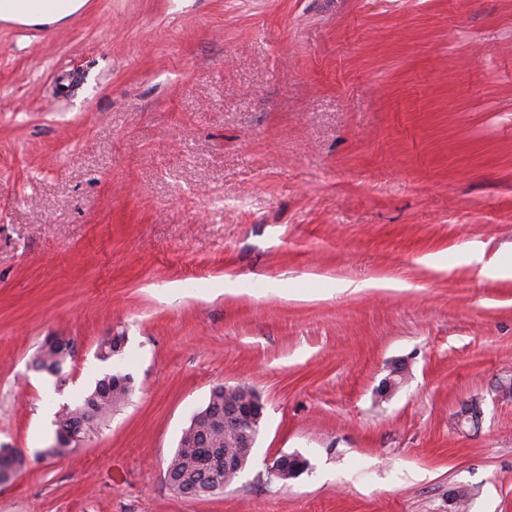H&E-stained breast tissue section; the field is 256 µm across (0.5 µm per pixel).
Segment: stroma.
Segmentation results:
<instances>
[{"instance_id":"35a3bbf8","label":"stroma","mask_w":512,"mask_h":512,"mask_svg":"<svg viewBox=\"0 0 512 512\" xmlns=\"http://www.w3.org/2000/svg\"><path fill=\"white\" fill-rule=\"evenodd\" d=\"M473 248L512 257V0L0 22V444L27 457L0 512H512V278L424 262ZM53 336L61 383L32 367ZM116 370L130 400L42 456ZM238 384L265 403L247 467L177 492L183 429ZM279 454L307 471L268 480Z\"/></svg>"}]
</instances>
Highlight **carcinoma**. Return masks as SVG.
Here are the masks:
<instances>
[{"instance_id": "carcinoma-1", "label": "carcinoma", "mask_w": 512, "mask_h": 512, "mask_svg": "<svg viewBox=\"0 0 512 512\" xmlns=\"http://www.w3.org/2000/svg\"><path fill=\"white\" fill-rule=\"evenodd\" d=\"M67 358L63 339L55 337L45 340L37 349L33 364L39 370L56 375L62 371ZM130 394V374L106 373L77 404L57 413L56 431L76 444L109 420L112 412L124 405ZM206 434L210 447L199 448L194 434L182 433L170 459L168 471L175 481L174 488L181 494L201 498L224 494V448L237 446V441L225 437L222 427L211 428ZM25 463L22 452L0 446V479L16 476Z\"/></svg>"}]
</instances>
